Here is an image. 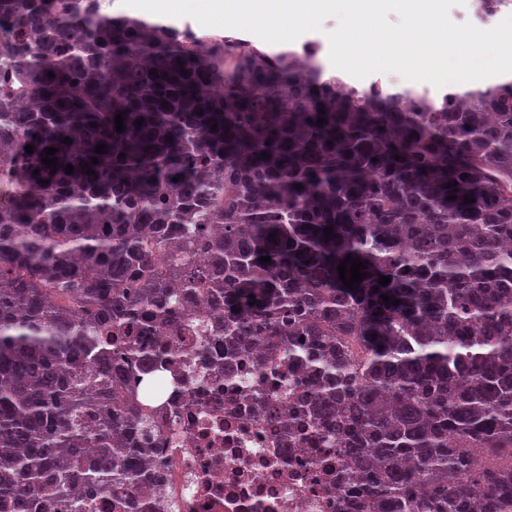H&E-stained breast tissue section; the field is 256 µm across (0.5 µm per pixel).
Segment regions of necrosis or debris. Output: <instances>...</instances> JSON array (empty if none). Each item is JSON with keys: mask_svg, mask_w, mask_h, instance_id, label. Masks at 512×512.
Here are the masks:
<instances>
[{"mask_svg": "<svg viewBox=\"0 0 512 512\" xmlns=\"http://www.w3.org/2000/svg\"><path fill=\"white\" fill-rule=\"evenodd\" d=\"M215 334L199 300L175 336L162 339L187 366L152 410L162 436L160 503L167 512H346L343 455L323 440L335 425L310 415L306 375L285 364L263 368L252 349L236 369L254 399L225 381L198 385L207 372L199 351Z\"/></svg>", "mask_w": 512, "mask_h": 512, "instance_id": "obj_1", "label": "necrosis or debris"}]
</instances>
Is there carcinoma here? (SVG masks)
<instances>
[{"label":"carcinoma","instance_id":"obj_1","mask_svg":"<svg viewBox=\"0 0 512 512\" xmlns=\"http://www.w3.org/2000/svg\"><path fill=\"white\" fill-rule=\"evenodd\" d=\"M182 30L0 0V512L151 496L159 434L134 397L161 400L159 332L198 295L224 332L214 366L256 340L314 379L347 496L512 512V462L473 459L512 449V80L361 86Z\"/></svg>","mask_w":512,"mask_h":512}]
</instances>
